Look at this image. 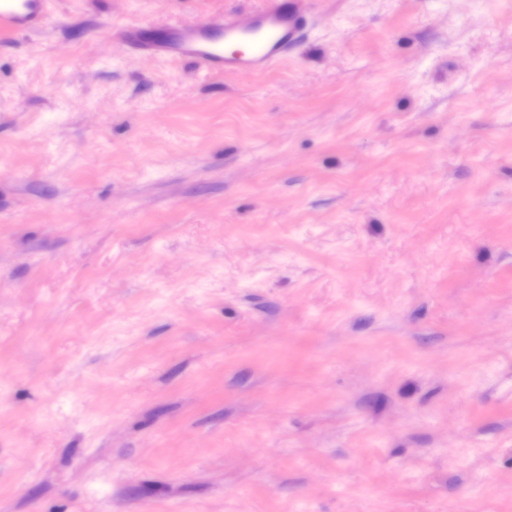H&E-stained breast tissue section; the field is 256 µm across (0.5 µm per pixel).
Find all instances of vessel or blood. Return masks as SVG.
<instances>
[{
  "instance_id": "1",
  "label": "vessel or blood",
  "mask_w": 512,
  "mask_h": 512,
  "mask_svg": "<svg viewBox=\"0 0 512 512\" xmlns=\"http://www.w3.org/2000/svg\"><path fill=\"white\" fill-rule=\"evenodd\" d=\"M44 4L45 0H0V25L15 34L26 33L42 23ZM302 23L301 0H265L245 23L227 15L175 29L157 40L147 39L134 27L124 30L123 36L130 46L191 59L205 72L259 74L280 60ZM228 45L240 46L241 54H225Z\"/></svg>"
}]
</instances>
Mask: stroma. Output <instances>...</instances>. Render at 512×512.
Returning <instances> with one entry per match:
<instances>
[{
	"label": "stroma",
	"instance_id": "obj_1",
	"mask_svg": "<svg viewBox=\"0 0 512 512\" xmlns=\"http://www.w3.org/2000/svg\"><path fill=\"white\" fill-rule=\"evenodd\" d=\"M261 5L0 30V512H512V0ZM302 23L300 0H265L246 23L226 15L175 29L157 40L147 39L134 27L124 30L123 36L130 46L192 59L204 72L259 74L280 60ZM224 45L241 46L243 55L224 54Z\"/></svg>",
	"mask_w": 512,
	"mask_h": 512
}]
</instances>
